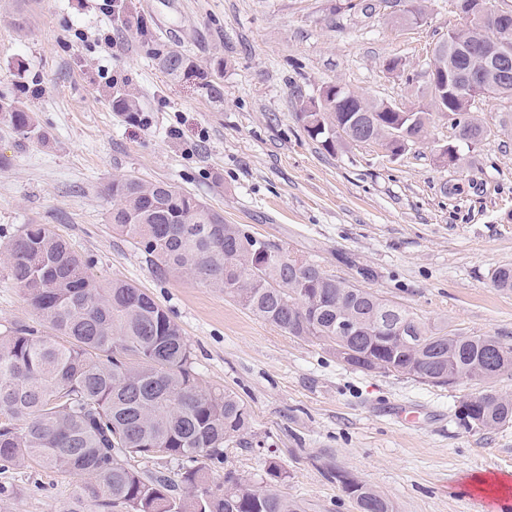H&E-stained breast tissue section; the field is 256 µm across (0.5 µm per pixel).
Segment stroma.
<instances>
[{
    "label": "stroma",
    "instance_id": "stroma-1",
    "mask_svg": "<svg viewBox=\"0 0 512 512\" xmlns=\"http://www.w3.org/2000/svg\"><path fill=\"white\" fill-rule=\"evenodd\" d=\"M104 0H0V96L25 102L44 140L0 123V245L46 224L104 281L126 280L169 310L205 387L234 392L251 414L211 469L259 485L265 463L308 512H356L336 470L371 486L394 512H494L495 478H512V422L493 430L456 417L481 389L361 371L328 347L288 336L215 289L158 279L107 220L113 177L188 191L260 239L348 283L406 306L428 325L491 335L512 347V101L477 100L488 133L456 165L437 158L448 119L397 158L376 144L329 153L296 114L321 88L417 106L426 52L461 26L453 0H430L427 23L402 27L366 0H128L149 30L195 70L171 79L102 11ZM24 14L26 27L11 26ZM405 61L389 74L388 59ZM139 95L142 121L112 110L113 80ZM46 322L0 263V331ZM413 414V423L394 406ZM487 478L484 489L473 477ZM83 476L35 465L0 471V512H55Z\"/></svg>",
    "mask_w": 512,
    "mask_h": 512
}]
</instances>
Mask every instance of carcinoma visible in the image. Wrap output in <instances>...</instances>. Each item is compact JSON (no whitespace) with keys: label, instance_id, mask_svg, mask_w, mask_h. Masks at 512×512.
I'll use <instances>...</instances> for the list:
<instances>
[{"label":"carcinoma","instance_id":"1","mask_svg":"<svg viewBox=\"0 0 512 512\" xmlns=\"http://www.w3.org/2000/svg\"><path fill=\"white\" fill-rule=\"evenodd\" d=\"M112 17L167 75L192 71V61L167 47L142 21L112 0ZM483 41L448 44V67L466 72ZM371 119L359 130L351 112H323L305 128L327 152L336 151V128L399 146L396 134L427 132L431 104L404 116L385 102L361 98ZM112 110L135 121L137 92L113 85ZM0 121L30 138L41 136L31 113L0 97ZM486 130L465 121L462 141ZM112 229L134 241L157 278L191 277L240 304L257 318L301 339L331 344L336 323L354 319L361 330L348 339L353 367L379 361L378 371L435 385L463 380L492 383L512 373V347L495 336L432 329L410 309L339 280L307 260L248 233L196 196L161 181L115 177L108 187ZM8 274L62 343L30 325L0 333V469L36 464L86 478L81 493L57 512H305L277 485L283 472L268 461L258 489L233 472L209 483L206 459H224V444L240 439L251 415L235 394L204 389L178 324L143 289L121 279L103 283L47 224H28L4 248ZM473 405V413L463 408ZM457 417L491 430L512 421V397L494 389L467 397ZM165 449L177 472L143 471L139 458ZM338 480L357 512H392L389 501L344 472Z\"/></svg>","mask_w":512,"mask_h":512}]
</instances>
